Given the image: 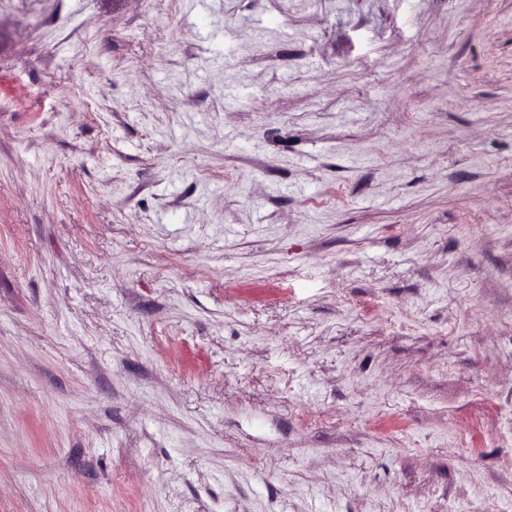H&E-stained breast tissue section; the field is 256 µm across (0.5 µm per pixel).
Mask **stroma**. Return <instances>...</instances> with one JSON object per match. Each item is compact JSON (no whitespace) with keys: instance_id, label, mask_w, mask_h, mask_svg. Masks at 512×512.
Here are the masks:
<instances>
[{"instance_id":"1","label":"stroma","mask_w":512,"mask_h":512,"mask_svg":"<svg viewBox=\"0 0 512 512\" xmlns=\"http://www.w3.org/2000/svg\"><path fill=\"white\" fill-rule=\"evenodd\" d=\"M0 512H512V0H0Z\"/></svg>"}]
</instances>
